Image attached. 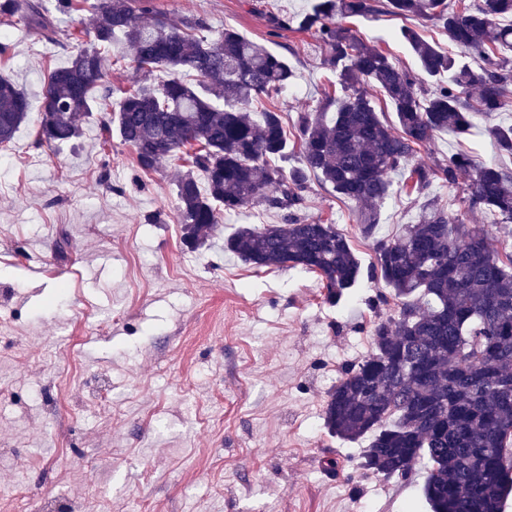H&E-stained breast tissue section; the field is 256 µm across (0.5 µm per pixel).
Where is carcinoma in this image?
I'll use <instances>...</instances> for the list:
<instances>
[{"instance_id":"1","label":"carcinoma","mask_w":512,"mask_h":512,"mask_svg":"<svg viewBox=\"0 0 512 512\" xmlns=\"http://www.w3.org/2000/svg\"><path fill=\"white\" fill-rule=\"evenodd\" d=\"M80 2L55 0L51 9L46 0H0V15L17 16L54 41L56 14L78 10ZM387 6L438 22L454 50L445 53L406 27L402 36L418 69L403 68L340 23L377 14L379 0H318L299 28L326 46L323 65L347 94L299 116V167L270 164L288 149L280 109L265 106L258 120L251 110L293 82L286 59L230 26L209 38L202 20L175 23L145 0H94L89 22L69 34L78 43L91 35L93 43L48 72L34 145L68 143L81 135L82 114L103 113V133L117 127L139 168L155 170L174 157L185 163L176 196L186 246L204 243L226 213L253 205L274 210L282 223L242 224L225 248L253 267L317 274L331 302L356 284L361 264L336 225L308 222L299 212L312 177L354 202L375 255L367 276L390 288L373 304L395 309L374 322L373 353L341 370L324 403V427L341 440L369 438L363 470L408 482L421 467L431 512H502L512 493V252L500 254L466 220L492 210L500 223H512V167H474L465 153L427 164L416 154L439 132L467 135L472 111L512 106V59L501 55L512 50V23H501L512 17V0H473L459 11L448 10L446 0ZM128 59L136 84L114 102L108 71ZM190 73L197 84L182 79ZM369 82L392 105L396 126L380 118ZM29 109L24 89L0 76L1 146ZM491 135L512 156V125H496ZM395 171L408 172L420 195L436 181L465 178L464 212L450 215L431 201L397 237H374Z\"/></svg>"}]
</instances>
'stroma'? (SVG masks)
<instances>
[{"instance_id":"1","label":"stroma","mask_w":512,"mask_h":512,"mask_svg":"<svg viewBox=\"0 0 512 512\" xmlns=\"http://www.w3.org/2000/svg\"><path fill=\"white\" fill-rule=\"evenodd\" d=\"M172 18L204 19L209 36L232 26L296 72L275 95L286 125L342 96L325 48L298 23L314 0H150ZM364 40L414 67L405 26L447 49L429 20L381 12L344 19ZM9 50L0 74L38 102L49 68L76 45L38 39L0 15ZM469 135L442 132L422 162L466 152L473 165L507 162L488 130L512 110L474 114ZM30 111L0 150V512L26 490L29 512H429L422 476L407 484L358 469L367 440L330 437L323 406L343 365L367 358L383 284L360 277L337 304L298 268L257 270L224 249L242 224H277L257 206L225 214L191 250L177 218L176 162L142 173L100 115L80 138L36 148ZM462 211L456 187L394 191L378 236L415 223L428 199ZM357 208L312 183L302 216L336 224L362 266L374 252ZM68 239L66 251L57 241ZM334 457L338 469L325 468Z\"/></svg>"}]
</instances>
